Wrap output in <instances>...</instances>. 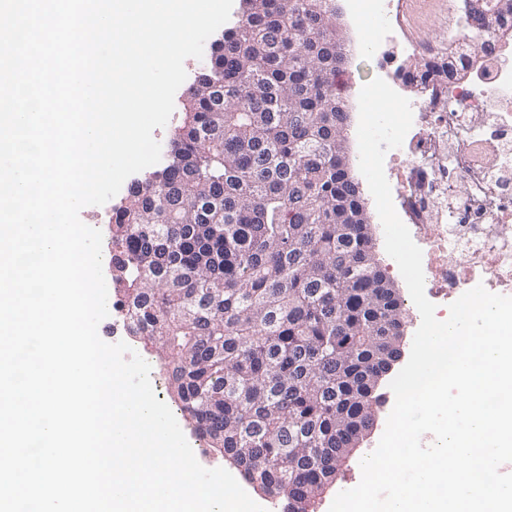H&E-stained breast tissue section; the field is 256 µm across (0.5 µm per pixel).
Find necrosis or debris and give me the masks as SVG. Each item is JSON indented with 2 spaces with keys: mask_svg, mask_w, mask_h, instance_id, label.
<instances>
[{
  "mask_svg": "<svg viewBox=\"0 0 512 512\" xmlns=\"http://www.w3.org/2000/svg\"><path fill=\"white\" fill-rule=\"evenodd\" d=\"M351 5L382 22L381 78L417 90L413 125L384 171L404 184L393 204L422 250L427 298L462 295L477 278L493 292L512 288V65L483 56L456 12L442 49L412 35L400 0Z\"/></svg>",
  "mask_w": 512,
  "mask_h": 512,
  "instance_id": "1",
  "label": "necrosis or debris"
}]
</instances>
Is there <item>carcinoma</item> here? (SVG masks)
Segmentation results:
<instances>
[{
	"instance_id": "obj_1",
	"label": "carcinoma",
	"mask_w": 512,
	"mask_h": 512,
	"mask_svg": "<svg viewBox=\"0 0 512 512\" xmlns=\"http://www.w3.org/2000/svg\"><path fill=\"white\" fill-rule=\"evenodd\" d=\"M335 0H239L180 96L161 168L114 208L129 333L162 348L183 416L257 491L306 512L365 438L384 333L403 321L347 213ZM512 23V0L468 9Z\"/></svg>"
}]
</instances>
